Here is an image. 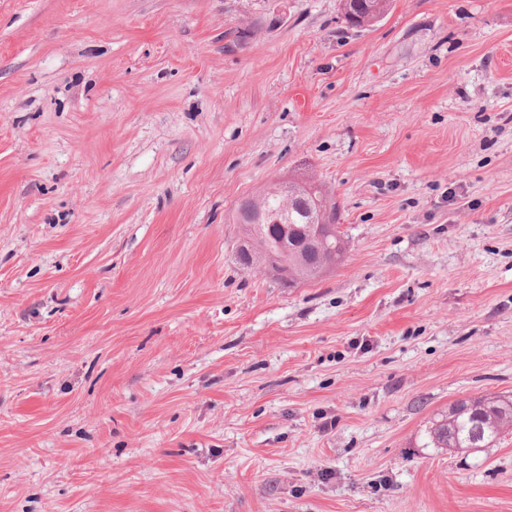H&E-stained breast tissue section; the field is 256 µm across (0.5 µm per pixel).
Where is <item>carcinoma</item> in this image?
Listing matches in <instances>:
<instances>
[{
	"mask_svg": "<svg viewBox=\"0 0 512 512\" xmlns=\"http://www.w3.org/2000/svg\"><path fill=\"white\" fill-rule=\"evenodd\" d=\"M345 23L353 28L373 26L391 8V0H340ZM250 206L264 213H276L283 221L299 227L314 224L327 207H336L333 198L322 187L308 192L303 188L291 192L288 186L277 182L257 196L245 199L238 207L242 211ZM252 241L251 252L239 256L242 265L252 267L265 263L275 253L288 264L290 283L298 284L321 277V269L311 265L305 254L292 248L283 250L277 231L265 224H256L248 230ZM347 242L341 232L327 238L324 248L330 264L342 261ZM512 431V398L461 399L448 407V413L431 422L427 429L436 448H489L503 433Z\"/></svg>",
	"mask_w": 512,
	"mask_h": 512,
	"instance_id": "1",
	"label": "carcinoma"
}]
</instances>
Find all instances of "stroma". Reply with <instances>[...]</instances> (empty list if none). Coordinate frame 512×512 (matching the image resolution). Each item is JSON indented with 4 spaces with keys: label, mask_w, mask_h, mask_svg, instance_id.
Returning <instances> with one entry per match:
<instances>
[{
    "label": "stroma",
    "mask_w": 512,
    "mask_h": 512,
    "mask_svg": "<svg viewBox=\"0 0 512 512\" xmlns=\"http://www.w3.org/2000/svg\"><path fill=\"white\" fill-rule=\"evenodd\" d=\"M312 177L341 264L238 262ZM512 0H0V512H512ZM391 0H341L345 23L353 28L372 27L391 8ZM373 20L375 22L373 23ZM512 431V398L461 399L448 408V414L431 422L427 429L436 448H488L503 433Z\"/></svg>",
    "instance_id": "obj_1"
}]
</instances>
